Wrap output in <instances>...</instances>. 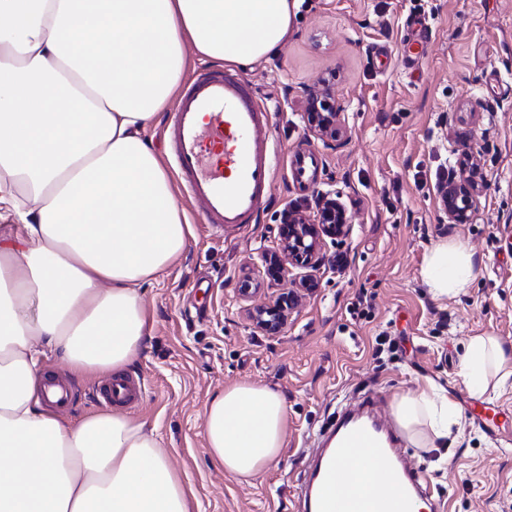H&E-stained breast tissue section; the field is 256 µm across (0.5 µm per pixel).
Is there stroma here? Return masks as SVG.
Masks as SVG:
<instances>
[{
    "mask_svg": "<svg viewBox=\"0 0 512 512\" xmlns=\"http://www.w3.org/2000/svg\"><path fill=\"white\" fill-rule=\"evenodd\" d=\"M414 17L427 51L412 60L402 38ZM241 75L273 113L270 200L260 223L220 231L177 190L189 246L144 290L151 339L127 370L143 386L128 414L156 430L200 512H297L338 411L371 396L389 425L396 395L434 383L464 411L456 442L446 464L409 443L405 462L436 512H512V421L480 427L457 375L470 337L512 341V0H298L287 42ZM325 82L343 120L334 141L306 120V99ZM466 155L487 183L469 223L452 224L437 188ZM325 193L346 204L349 235L324 243L318 268L271 280L261 255L278 248L279 213ZM450 236L472 247L479 272L465 294L439 301L422 270L431 245ZM306 276L314 289L300 288ZM290 291L281 333L256 331L253 308ZM51 368L75 394L66 418L101 412L104 377ZM241 381L288 398L280 459L247 482L210 461L203 435L211 394Z\"/></svg>",
    "mask_w": 512,
    "mask_h": 512,
    "instance_id": "1",
    "label": "stroma"
}]
</instances>
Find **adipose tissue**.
Segmentation results:
<instances>
[{"instance_id": "ef3b65f1", "label": "adipose tissue", "mask_w": 512, "mask_h": 512, "mask_svg": "<svg viewBox=\"0 0 512 512\" xmlns=\"http://www.w3.org/2000/svg\"><path fill=\"white\" fill-rule=\"evenodd\" d=\"M291 0H0V512H199L154 431L115 410L70 420L39 389L54 359L122 374L150 338L142 289L185 253L189 227L145 130L189 54L247 67L276 52ZM475 252L435 242L434 298L473 282ZM471 395L512 380V346L471 337ZM417 448H444L462 413L435 385L394 398ZM288 401L243 381L211 396L210 459L239 481L281 456Z\"/></svg>"}]
</instances>
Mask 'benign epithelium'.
<instances>
[{
  "mask_svg": "<svg viewBox=\"0 0 512 512\" xmlns=\"http://www.w3.org/2000/svg\"><path fill=\"white\" fill-rule=\"evenodd\" d=\"M322 100L325 112H310L308 119L314 131L332 140L336 139L340 126V113L331 102L328 83L320 92L309 97L315 103ZM460 177H451L440 190V199L450 224H466L475 211L485 184V175L469 160L460 162ZM317 212L307 214V208L293 205L280 215L278 250L265 253L262 262L275 280L288 276L290 268L302 266L314 269L321 265V244L324 238H342L349 234L351 225L345 205L327 195L315 198ZM289 296H283L272 305L257 306L252 312L255 327L268 335L277 334L285 323Z\"/></svg>",
  "mask_w": 512,
  "mask_h": 512,
  "instance_id": "7a95c632",
  "label": "benign epithelium"
}]
</instances>
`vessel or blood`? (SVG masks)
<instances>
[{"label": "vessel or blood", "instance_id": "1", "mask_svg": "<svg viewBox=\"0 0 512 512\" xmlns=\"http://www.w3.org/2000/svg\"><path fill=\"white\" fill-rule=\"evenodd\" d=\"M271 111L251 84L221 69H202L183 92L167 128L176 174L199 206L201 223L216 228L252 223L262 211L275 171ZM110 407L137 403L142 387L119 375L100 392ZM336 447L324 449L313 474L309 512H415L426 492L418 474L402 465L396 441L369 406L345 411ZM355 462L373 481L393 477L394 496H354L336 489V470Z\"/></svg>", "mask_w": 512, "mask_h": 512}]
</instances>
